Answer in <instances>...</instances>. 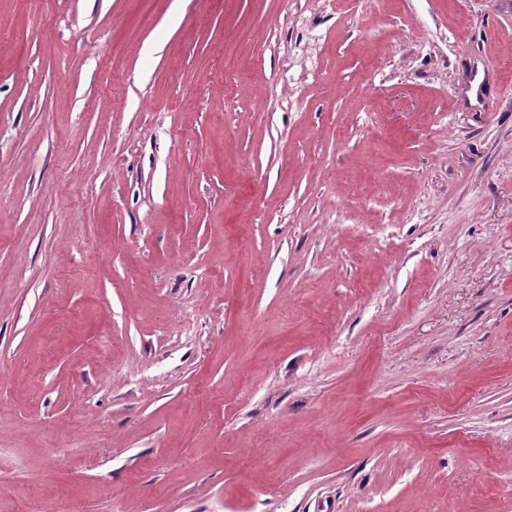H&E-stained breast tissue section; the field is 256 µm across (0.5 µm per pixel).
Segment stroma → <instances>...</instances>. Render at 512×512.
I'll use <instances>...</instances> for the list:
<instances>
[{"label":"stroma","mask_w":512,"mask_h":512,"mask_svg":"<svg viewBox=\"0 0 512 512\" xmlns=\"http://www.w3.org/2000/svg\"><path fill=\"white\" fill-rule=\"evenodd\" d=\"M512 512V0H0V512Z\"/></svg>","instance_id":"obj_1"}]
</instances>
